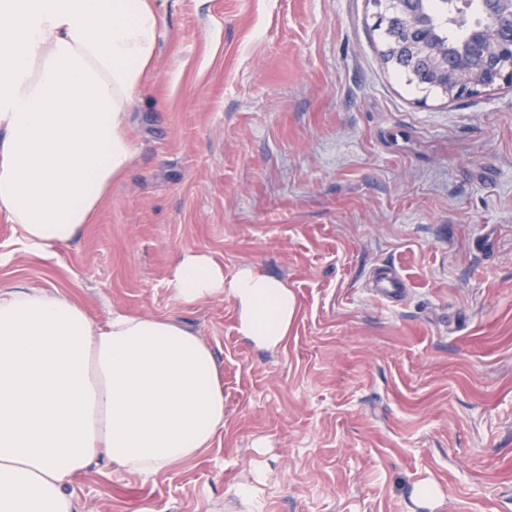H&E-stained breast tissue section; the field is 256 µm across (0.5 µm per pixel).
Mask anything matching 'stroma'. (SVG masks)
<instances>
[{"label": "stroma", "instance_id": "1", "mask_svg": "<svg viewBox=\"0 0 512 512\" xmlns=\"http://www.w3.org/2000/svg\"><path fill=\"white\" fill-rule=\"evenodd\" d=\"M134 163L39 255L0 213V288L168 318L211 347L224 427L152 475L91 466L78 512H512V85L448 97L381 57L373 0H154ZM192 250L297 299L287 341L168 289ZM397 270L403 300L369 291Z\"/></svg>", "mask_w": 512, "mask_h": 512}]
</instances>
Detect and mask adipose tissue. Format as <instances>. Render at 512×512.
Segmentation results:
<instances>
[{"label": "adipose tissue", "mask_w": 512, "mask_h": 512, "mask_svg": "<svg viewBox=\"0 0 512 512\" xmlns=\"http://www.w3.org/2000/svg\"><path fill=\"white\" fill-rule=\"evenodd\" d=\"M152 0H0V212L45 253L91 223L136 150L130 106L159 51ZM171 293L234 300L241 336L274 350L297 308L278 277L225 278L183 252ZM224 427V384L196 333L113 308L94 321L40 288L0 289V512H76L71 486L103 462L145 475L188 462Z\"/></svg>", "instance_id": "1"}]
</instances>
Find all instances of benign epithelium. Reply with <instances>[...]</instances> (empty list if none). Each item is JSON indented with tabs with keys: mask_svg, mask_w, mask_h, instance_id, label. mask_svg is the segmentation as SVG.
Listing matches in <instances>:
<instances>
[{
	"mask_svg": "<svg viewBox=\"0 0 512 512\" xmlns=\"http://www.w3.org/2000/svg\"><path fill=\"white\" fill-rule=\"evenodd\" d=\"M484 4L496 29H512V0H484ZM412 5L413 0H388L385 22L402 30L398 45L403 55L427 52L433 78L447 96L475 93L500 81L512 84V40H490L487 29L478 27L468 36V45L460 48L459 62L450 66L444 53L433 46L428 23Z\"/></svg>",
	"mask_w": 512,
	"mask_h": 512,
	"instance_id": "7a95c632",
	"label": "benign epithelium"
}]
</instances>
